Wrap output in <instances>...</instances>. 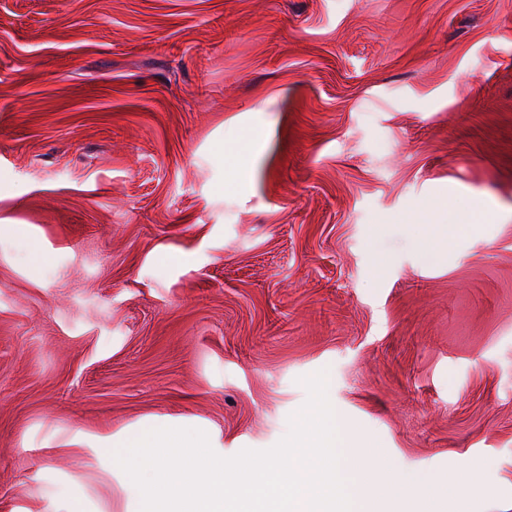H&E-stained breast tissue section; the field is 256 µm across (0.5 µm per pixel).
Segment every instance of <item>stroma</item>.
<instances>
[{
  "label": "stroma",
  "mask_w": 512,
  "mask_h": 512,
  "mask_svg": "<svg viewBox=\"0 0 512 512\" xmlns=\"http://www.w3.org/2000/svg\"><path fill=\"white\" fill-rule=\"evenodd\" d=\"M323 369L512 512V0H0V512H125L150 422L268 449Z\"/></svg>",
  "instance_id": "obj_1"
}]
</instances>
